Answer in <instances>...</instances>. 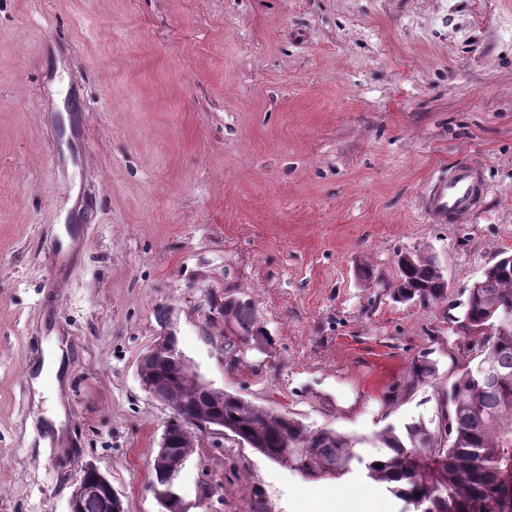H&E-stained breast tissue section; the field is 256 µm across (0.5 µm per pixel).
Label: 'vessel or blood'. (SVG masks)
<instances>
[{
	"label": "vessel or blood",
	"instance_id": "b4317fda",
	"mask_svg": "<svg viewBox=\"0 0 512 512\" xmlns=\"http://www.w3.org/2000/svg\"><path fill=\"white\" fill-rule=\"evenodd\" d=\"M488 190L480 162L461 161L430 182L424 209L431 223L454 224L477 213Z\"/></svg>",
	"mask_w": 512,
	"mask_h": 512
}]
</instances>
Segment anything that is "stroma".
I'll list each match as a JSON object with an SVG mask.
<instances>
[{"instance_id": "35a3bbf8", "label": "stroma", "mask_w": 512, "mask_h": 512, "mask_svg": "<svg viewBox=\"0 0 512 512\" xmlns=\"http://www.w3.org/2000/svg\"><path fill=\"white\" fill-rule=\"evenodd\" d=\"M461 155L484 204L430 223L426 185ZM416 249L447 301H392ZM503 252L512 0H0V512H68L89 465L125 512H161L171 412L137 370L166 322L212 387L309 427L437 422L473 360L448 304ZM227 293L269 353L233 365L209 336ZM426 352L435 377L394 393ZM180 494L186 512L402 508L363 471L311 482L230 437L203 438Z\"/></svg>"}]
</instances>
